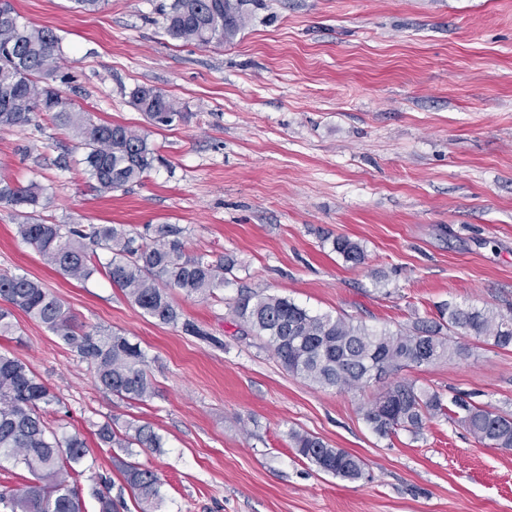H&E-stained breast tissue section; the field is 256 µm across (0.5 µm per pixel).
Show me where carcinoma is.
I'll list each match as a JSON object with an SVG mask.
<instances>
[{"mask_svg":"<svg viewBox=\"0 0 512 512\" xmlns=\"http://www.w3.org/2000/svg\"><path fill=\"white\" fill-rule=\"evenodd\" d=\"M242 6L243 0H172L164 30L173 40L222 46L244 25ZM60 43L54 29L22 21L10 0L0 3V128H21L37 113H49L79 140L86 171L100 190L112 192L141 181L155 161L148 138L124 125L91 121L50 84ZM129 98L154 124L170 127L183 118L173 99L154 88L138 86ZM46 200L45 189L37 183L20 187L0 182V204L19 220L21 239L48 264L80 281L104 271L144 314L162 324L180 322L172 291L208 296L229 283L233 263L185 257L181 229L173 224L155 225L148 238L112 224H48L40 216ZM334 249L349 262L365 260L359 244L346 237L336 239ZM16 310L91 361L103 390L134 401L155 395L140 345L117 332L78 327L62 302L39 282L24 273L1 272L0 336L12 332ZM230 310L244 333L265 340L286 372L321 388L358 390L407 369L449 361L466 350L465 338L512 347V316L485 308L444 304L434 320L418 319L407 329L379 333L347 317L314 314L281 296L242 293ZM182 328L193 336L204 335L190 321ZM57 404V395L27 363L0 353V463L20 466L32 476L21 486L0 485V512H84L83 489L73 475L84 462L85 443L78 434L48 422ZM439 416L459 421L482 444L512 449L511 412L463 397L449 406L440 393L418 388L412 381L387 385L364 414L381 437L402 430L415 434L424 420ZM98 436L129 457L135 446L160 447V437L147 424H131L121 435L107 421L98 426ZM290 439L296 454L322 472L347 481L363 477L364 462L357 455L308 433L293 431ZM119 463L137 492L141 512H159L163 496L158 476L130 460ZM91 496L97 512L122 508L104 482L95 483Z\"/></svg>","mask_w":512,"mask_h":512,"instance_id":"1","label":"carcinoma"}]
</instances>
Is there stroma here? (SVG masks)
<instances>
[{"instance_id": "1", "label": "stroma", "mask_w": 512, "mask_h": 512, "mask_svg": "<svg viewBox=\"0 0 512 512\" xmlns=\"http://www.w3.org/2000/svg\"><path fill=\"white\" fill-rule=\"evenodd\" d=\"M171 0H13L62 38L56 86L94 122L147 136L158 158L141 182L100 191L72 132L38 115L0 130V175L45 186L52 224H174L186 253L235 261L229 285L176 294L187 334L145 315L105 275L50 267L0 206V272L58 297L75 324L138 343L157 394L104 392L90 362L24 313L0 351L27 362L86 443L87 487L104 477L140 512L99 424H149L160 448L136 460L161 479V512H512V450L439 417L382 437L364 412L384 388L322 389L242 335L239 292L285 296L373 330L411 327L436 305L512 313V0H246L221 46L165 35ZM159 89L183 121L148 123L135 87ZM347 237L366 261L346 262ZM417 386L512 412V347L403 371ZM320 437L366 463L351 482L318 471L288 437Z\"/></svg>"}]
</instances>
